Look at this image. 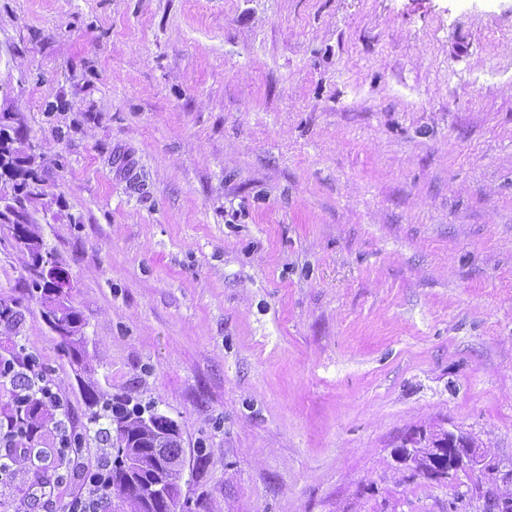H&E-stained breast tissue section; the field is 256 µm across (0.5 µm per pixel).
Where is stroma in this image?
<instances>
[{"instance_id":"1","label":"stroma","mask_w":512,"mask_h":512,"mask_svg":"<svg viewBox=\"0 0 512 512\" xmlns=\"http://www.w3.org/2000/svg\"><path fill=\"white\" fill-rule=\"evenodd\" d=\"M0 112L43 160L87 377L178 422L187 512H469L397 471L512 461V0H0ZM0 227V356L109 445ZM46 434L0 512L80 488ZM407 437L393 452L397 469L436 477L426 467L433 464L442 449H447V473L440 480H448L449 484L455 474L475 473L478 488L468 504L492 499L502 506V512L512 510V466L503 464L478 438L442 426L415 430ZM482 512L501 510L495 502L486 501Z\"/></svg>"}]
</instances>
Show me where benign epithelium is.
<instances>
[{
  "mask_svg": "<svg viewBox=\"0 0 512 512\" xmlns=\"http://www.w3.org/2000/svg\"><path fill=\"white\" fill-rule=\"evenodd\" d=\"M16 194V186L0 181L1 224H25L29 221L27 214L10 207V201ZM47 321L52 333L59 340L67 342L75 338V324L64 317L61 311L47 313ZM113 425V454L118 458V479L126 484H135L144 479L140 464L142 452L137 448L126 447L120 440L124 433L123 423L115 421ZM143 426L150 434L154 451L152 498L144 503L145 512H153L156 501L168 512H180L178 506L184 459L180 457L171 460L158 453L168 439L174 436L178 438L180 434L173 433L172 428L161 424L155 417L146 419ZM444 449L448 451L447 473L440 476V479L451 482L454 475L461 472L474 473L478 476V488L470 502L492 499L502 506L503 512H512V466L503 464L478 438L462 431L435 426L411 432L407 440L394 450L397 469L429 476L431 472L426 467L433 464Z\"/></svg>",
  "mask_w": 512,
  "mask_h": 512,
  "instance_id": "7a95c632",
  "label": "benign epithelium"
}]
</instances>
